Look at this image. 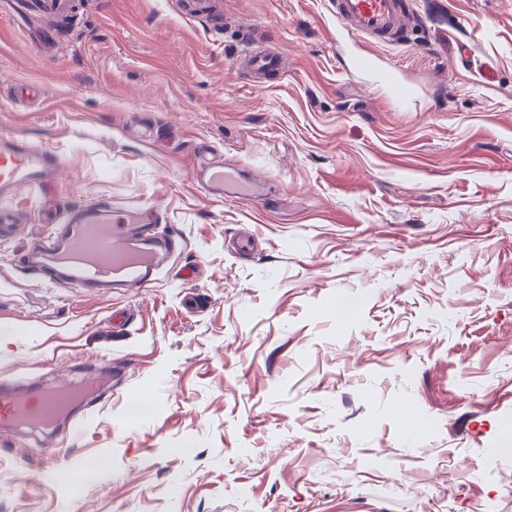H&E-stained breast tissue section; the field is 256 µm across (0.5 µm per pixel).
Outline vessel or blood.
I'll use <instances>...</instances> for the list:
<instances>
[{"label": "vessel or blood", "mask_w": 512, "mask_h": 512, "mask_svg": "<svg viewBox=\"0 0 512 512\" xmlns=\"http://www.w3.org/2000/svg\"><path fill=\"white\" fill-rule=\"evenodd\" d=\"M331 13L348 31L383 43L399 42L408 30L407 0H328ZM184 13L224 16L222 0H184ZM243 64L257 82L281 72L274 48L245 52ZM64 167L61 154L34 145L23 136L0 137V234L13 232L7 201L22 193L44 192ZM195 179L205 195L236 199L252 195L239 169L223 163L199 166ZM157 212L132 204L116 207L76 206L56 217V226L27 255V265L47 283L58 279L79 288L153 287L162 268L180 250L183 240L156 223ZM113 366L103 363L82 381L60 378L49 386L23 389L0 380V431L36 429L53 436L89 392L111 379Z\"/></svg>", "instance_id": "vessel-or-blood-1"}]
</instances>
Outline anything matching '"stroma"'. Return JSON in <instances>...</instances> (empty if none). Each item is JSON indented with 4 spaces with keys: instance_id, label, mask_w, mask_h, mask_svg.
<instances>
[{
    "instance_id": "35a3bbf8",
    "label": "stroma",
    "mask_w": 512,
    "mask_h": 512,
    "mask_svg": "<svg viewBox=\"0 0 512 512\" xmlns=\"http://www.w3.org/2000/svg\"><path fill=\"white\" fill-rule=\"evenodd\" d=\"M82 2L45 48L38 17L0 8V133L65 163L11 203L0 379L124 372L51 452L0 437V512H512V0H411L392 45L327 0H224L218 26L178 0ZM253 44L283 50L280 77L239 70ZM199 160L264 186L213 200ZM104 200L183 238L155 287L23 266L49 212ZM139 395L157 411L129 419Z\"/></svg>"
}]
</instances>
